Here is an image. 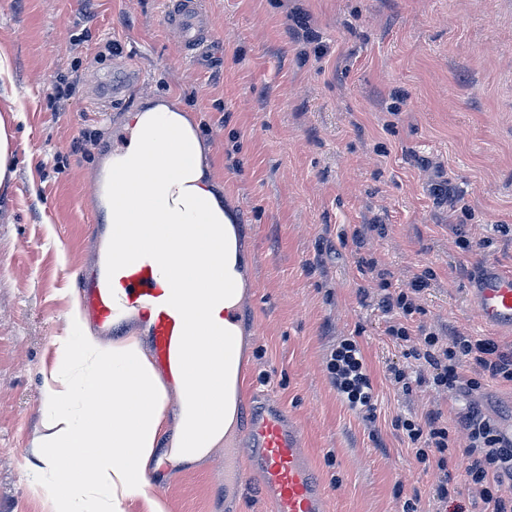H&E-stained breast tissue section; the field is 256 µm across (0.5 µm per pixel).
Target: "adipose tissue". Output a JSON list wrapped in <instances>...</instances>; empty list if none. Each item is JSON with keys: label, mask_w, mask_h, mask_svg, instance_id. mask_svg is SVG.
<instances>
[{"label": "adipose tissue", "mask_w": 512, "mask_h": 512, "mask_svg": "<svg viewBox=\"0 0 512 512\" xmlns=\"http://www.w3.org/2000/svg\"><path fill=\"white\" fill-rule=\"evenodd\" d=\"M0 187L16 177L18 92L0 54ZM103 167L98 205L112 226V263L152 259L185 312L180 375L166 385L138 332L99 336L79 297L52 339L29 480L49 512H169L150 477L162 461L202 463L231 443L247 362L241 311L252 261L236 205L216 177L199 120L175 97L148 101Z\"/></svg>", "instance_id": "adipose-tissue-1"}]
</instances>
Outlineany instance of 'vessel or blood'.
Returning a JSON list of instances; mask_svg holds the SVG:
<instances>
[{"mask_svg":"<svg viewBox=\"0 0 512 512\" xmlns=\"http://www.w3.org/2000/svg\"><path fill=\"white\" fill-rule=\"evenodd\" d=\"M164 23L187 59L216 39L202 0H165ZM80 276L86 316L99 331L111 333L129 314L149 315L148 352L164 373L176 371L184 318L171 290L156 282L152 265L135 261L116 275L107 262L81 270ZM467 296L483 325L512 331V272L484 266L471 280ZM251 405L234 447L225 449L219 461L225 484L255 483L273 512H329V493L294 416L267 389L254 395Z\"/></svg>","mask_w":512,"mask_h":512,"instance_id":"obj_1","label":"vessel or blood"}]
</instances>
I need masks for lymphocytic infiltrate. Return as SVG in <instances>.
<instances>
[{"instance_id":"obj_1","label":"lymphocytic infiltrate","mask_w":512,"mask_h":512,"mask_svg":"<svg viewBox=\"0 0 512 512\" xmlns=\"http://www.w3.org/2000/svg\"><path fill=\"white\" fill-rule=\"evenodd\" d=\"M431 272L413 277L409 290L394 289L382 281L378 305L393 319L386 334L395 347L401 348L413 366H389L391 385L410 390L412 384H430L438 391L469 394L481 388L483 381L495 380L512 384V345H503L486 338L467 336L448 328L411 330L405 319L418 313L416 295L431 285ZM330 374L348 400L358 410L372 408V385L364 369L358 346L349 340L331 352ZM458 423L467 435L466 446H458L452 430L441 412L430 411L423 417L400 420L418 463L425 468L447 472L449 461L460 465L468 482L473 501L480 503V512H512V495L501 492L502 480L512 476V444H505L494 420L475 404L461 408Z\"/></svg>"}]
</instances>
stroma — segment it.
<instances>
[{
    "instance_id": "35a3bbf8",
    "label": "stroma",
    "mask_w": 512,
    "mask_h": 512,
    "mask_svg": "<svg viewBox=\"0 0 512 512\" xmlns=\"http://www.w3.org/2000/svg\"><path fill=\"white\" fill-rule=\"evenodd\" d=\"M219 38L182 58L163 22V0H0V48L28 89L17 124L18 171L0 189V512H45L26 481L39 461L41 372L64 324L62 289H75L99 243L86 173L106 158L107 134L134 96L98 111L94 69L120 81L142 75L153 97L176 96L200 119L218 174L237 204L253 260L242 320L244 388H273L305 432L330 494V512H426L442 477L424 469L397 416L437 409L455 428L456 393L387 380L402 353L388 317L360 291L396 288L431 271L412 326L492 334L468 306L470 278L487 263L512 271V0H204ZM120 46L103 56L106 41ZM77 74L66 111L52 110L57 79ZM99 135L88 151L71 146ZM452 176L454 208L437 204L436 176ZM382 225L365 235L362 225ZM467 235L469 247L459 243ZM343 339L360 347L373 417L350 408L327 368ZM472 402L512 422V386L485 381ZM170 512H271L255 488L228 501L214 461L153 473Z\"/></svg>"
}]
</instances>
